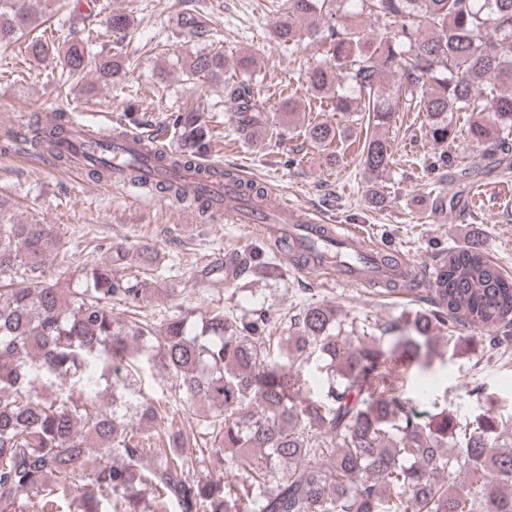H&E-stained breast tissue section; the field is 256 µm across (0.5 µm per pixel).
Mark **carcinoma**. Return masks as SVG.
<instances>
[{"mask_svg": "<svg viewBox=\"0 0 512 512\" xmlns=\"http://www.w3.org/2000/svg\"><path fill=\"white\" fill-rule=\"evenodd\" d=\"M278 8L277 43L329 46L331 58L307 76L313 99L367 113L373 132L358 155L374 179L370 204L385 202L375 179L392 163L383 130L399 112L423 113L438 144L455 140L464 114L468 137L488 157L512 153V0H282ZM365 16L387 21L392 34L367 32ZM35 23L20 0H0V43ZM89 47L69 10L26 50L38 64L62 59L72 90ZM253 63L249 53L228 63L220 51L203 52L188 74L222 81L227 65L247 73ZM96 71L106 84L120 64L102 55ZM225 104L259 111L244 84L227 89ZM166 128L183 148L162 154L164 162L191 166L208 150L199 111L170 114ZM68 131L63 112L34 129L60 167L69 163L57 150ZM341 134L327 122L305 130L320 147ZM224 179L260 197L233 171ZM57 244L53 225L14 224L0 212V512H512L509 426L489 408L469 420L443 408L425 422L403 390L437 332L450 340L457 329L491 332V350L512 336V279L479 241L439 258L423 307L401 322L370 325L312 302L291 320L262 306L239 316L214 309L198 332L179 313L147 320L151 283L115 275L110 263L86 270L82 288H55L42 264ZM379 261L397 269L379 293L416 290L394 254ZM224 267L235 280L279 276L257 250L232 253ZM311 362L327 380L314 395L304 379ZM138 363L164 367L187 407L206 408L199 417L210 420V453L227 454L232 476L201 475L206 457L184 454L180 433L146 448L144 428L164 421L167 406L138 386ZM92 445L102 462L89 469ZM147 452L149 467L141 465Z\"/></svg>", "mask_w": 512, "mask_h": 512, "instance_id": "cac0c4a2", "label": "carcinoma"}]
</instances>
